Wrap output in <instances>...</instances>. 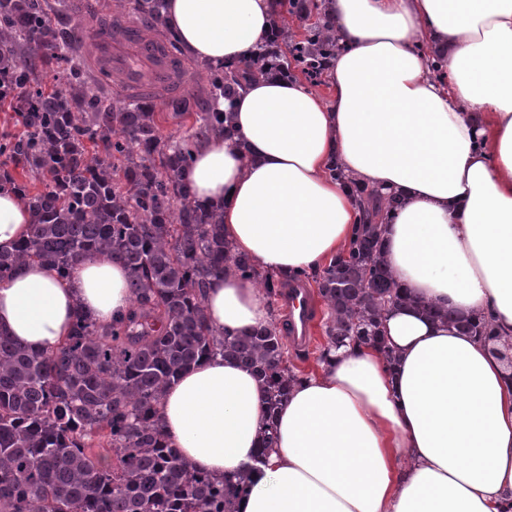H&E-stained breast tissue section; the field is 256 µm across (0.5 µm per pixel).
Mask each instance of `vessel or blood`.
<instances>
[{
  "label": "vessel or blood",
  "mask_w": 512,
  "mask_h": 512,
  "mask_svg": "<svg viewBox=\"0 0 512 512\" xmlns=\"http://www.w3.org/2000/svg\"><path fill=\"white\" fill-rule=\"evenodd\" d=\"M90 42L95 56L106 60L113 70L122 74L127 86L143 95L152 94L158 85L168 82L176 68L175 62L161 53L158 40L136 24L97 28ZM127 49L139 57L138 67L128 65L123 56ZM279 301L288 321L290 343L296 347L308 345L315 321V302L310 289L300 283L290 284L283 289Z\"/></svg>",
  "instance_id": "1"
}]
</instances>
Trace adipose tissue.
<instances>
[{"instance_id":"adipose-tissue-1","label":"adipose tissue","mask_w":512,"mask_h":512,"mask_svg":"<svg viewBox=\"0 0 512 512\" xmlns=\"http://www.w3.org/2000/svg\"><path fill=\"white\" fill-rule=\"evenodd\" d=\"M274 9L165 0L163 17L196 59L242 63ZM327 10L341 46L329 98L294 79L251 80L232 136L204 141L182 181L223 214L236 251L278 275L342 254L362 219L347 181L399 199L381 235L396 282L487 321L495 337L395 305L382 344L330 349L275 413L254 373L218 356L167 388L161 424L198 471L249 470L238 512H512V0H328ZM435 58L447 77L430 71ZM29 222L24 200L0 191L1 252ZM127 280L102 256L65 277L25 266L0 282V332L54 349L77 313L101 324L126 314ZM204 305L220 332L271 320L265 291L232 273L212 279Z\"/></svg>"}]
</instances>
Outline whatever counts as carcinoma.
<instances>
[{"label": "carcinoma", "mask_w": 512, "mask_h": 512, "mask_svg": "<svg viewBox=\"0 0 512 512\" xmlns=\"http://www.w3.org/2000/svg\"><path fill=\"white\" fill-rule=\"evenodd\" d=\"M128 12L89 15L119 27L137 15L160 28V49L182 59L183 48L163 21L165 0H123ZM280 12L309 16L316 0H279ZM68 0H0V105L15 112L20 133L0 139V190L18 193L31 231L11 253H0V280L27 264L67 275L89 254L111 257L129 273L132 308L103 326L81 316L50 353L34 352L0 333V512H237L245 478L219 481L194 469L171 447L158 418L161 397L191 364L220 354L250 368L267 388L274 414L300 376L290 370L283 336L274 326L243 334L210 328L204 296L210 279L230 270L277 296L299 274L259 272L224 240L222 215L201 204L181 181L197 147L230 134L211 102L231 101L239 80L220 64L194 61L207 98L179 91L185 69L153 96L127 93L107 107L112 73L77 53L73 35L51 16ZM275 48L256 52L244 72L254 79L275 70L321 82L336 58L332 25L315 21L300 38L275 23ZM60 68L59 87L46 93L31 61ZM164 106L192 120L185 135L162 137ZM354 188L367 222L342 257L318 281L329 309V343L358 337L381 342L387 304L405 297L391 276L372 217L391 201ZM108 448L115 464L98 456Z\"/></svg>", "instance_id": "obj_1"}]
</instances>
